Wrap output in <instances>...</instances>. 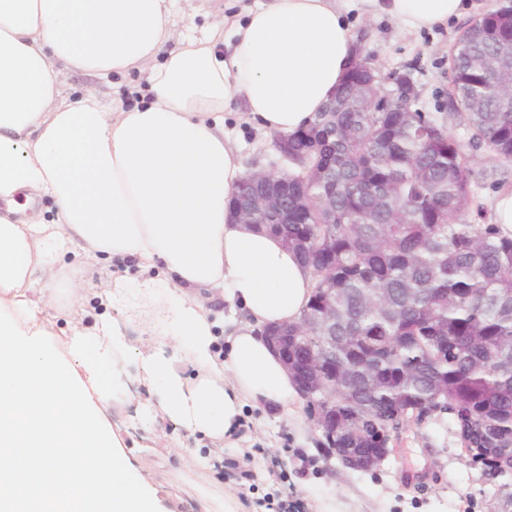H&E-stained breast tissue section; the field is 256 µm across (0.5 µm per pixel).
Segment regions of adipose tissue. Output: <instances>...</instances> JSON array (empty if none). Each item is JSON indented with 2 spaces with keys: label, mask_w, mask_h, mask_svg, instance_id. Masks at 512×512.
Listing matches in <instances>:
<instances>
[{
  "label": "adipose tissue",
  "mask_w": 512,
  "mask_h": 512,
  "mask_svg": "<svg viewBox=\"0 0 512 512\" xmlns=\"http://www.w3.org/2000/svg\"><path fill=\"white\" fill-rule=\"evenodd\" d=\"M361 2L413 32L463 8ZM172 3L0 0V512H160L176 499L112 426L129 376L151 415L215 455L248 441L246 406H299L264 330L299 320L310 271L279 237L233 217L245 172L224 120L239 103L264 134L307 127L353 60L345 11L341 0H262L177 40ZM142 67L140 106L64 92L69 72ZM43 197L53 214L36 208ZM101 260L135 263L142 278L93 293L61 278ZM75 309L82 321L59 333ZM148 309L159 338L133 346L124 328Z\"/></svg>",
  "instance_id": "adipose-tissue-1"
}]
</instances>
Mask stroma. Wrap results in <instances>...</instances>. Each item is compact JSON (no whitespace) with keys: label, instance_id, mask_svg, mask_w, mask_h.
Returning <instances> with one entry per match:
<instances>
[{"label":"stroma","instance_id":"1","mask_svg":"<svg viewBox=\"0 0 512 512\" xmlns=\"http://www.w3.org/2000/svg\"><path fill=\"white\" fill-rule=\"evenodd\" d=\"M489 7V0H465L463 13L448 26L416 33L385 16L367 17L361 0L346 4L352 36L372 54L381 76L408 74L419 90L416 108L443 120L449 112L451 47ZM242 8L241 0H178L173 28L180 37H201L225 13ZM146 80L143 70L107 80L69 73L64 85L71 97L94 88L104 104L117 101L130 108L140 103ZM224 129L247 170L284 169L272 138L250 126L243 114L227 116ZM466 154L475 200L464 220L483 224L491 219L496 197L512 190V162L499 161L482 147ZM126 390L131 397L114 405L112 424L155 482L178 487L180 512H208L213 498L227 491L255 512H269V504L277 502L297 505L298 512H316L319 502L331 499L338 512H512L507 501L512 472L493 474L472 465L447 417L408 424L382 466L362 472L348 470L327 455L308 414L295 420L249 407L245 413L256 423L250 440L240 451H225L218 461L196 436L149 418L141 386L131 382Z\"/></svg>","mask_w":512,"mask_h":512}]
</instances>
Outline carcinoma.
<instances>
[{
  "label": "carcinoma",
  "mask_w": 512,
  "mask_h": 512,
  "mask_svg": "<svg viewBox=\"0 0 512 512\" xmlns=\"http://www.w3.org/2000/svg\"><path fill=\"white\" fill-rule=\"evenodd\" d=\"M512 15H483L457 40L448 122L469 144L512 161L507 91L475 66L493 59ZM349 72L338 91L369 83ZM288 135V223L266 229L310 270L313 292L288 325V360L298 387L336 395L328 451L379 447L374 422L400 432L414 411L448 404L459 443L493 468L512 455V236L468 224L474 199L464 144L424 112L378 107L328 111ZM336 321L326 323L327 290ZM336 364L344 374L323 375Z\"/></svg>",
  "instance_id": "1"
}]
</instances>
